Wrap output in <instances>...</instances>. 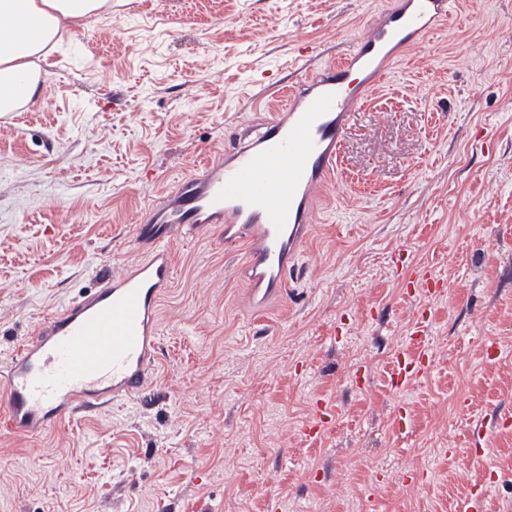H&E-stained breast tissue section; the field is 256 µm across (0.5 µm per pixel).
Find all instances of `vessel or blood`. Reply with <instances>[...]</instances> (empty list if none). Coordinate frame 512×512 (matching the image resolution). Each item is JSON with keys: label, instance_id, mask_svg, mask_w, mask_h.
Segmentation results:
<instances>
[{"label": "vessel or blood", "instance_id": "b4317fda", "mask_svg": "<svg viewBox=\"0 0 512 512\" xmlns=\"http://www.w3.org/2000/svg\"><path fill=\"white\" fill-rule=\"evenodd\" d=\"M451 5L400 0L376 14L370 34L342 59L314 67L297 55L294 81L265 87L256 101L264 120L239 125L224 158L178 180L141 221L138 233L152 245L147 258L47 314L35 338L0 363V425L34 434L75 411L141 393L158 359V307L174 279L166 225H223L225 246L247 249L242 272L253 290L285 295L310 230L309 198L335 171L349 111L403 52L428 46ZM429 335L427 311L418 309L410 333L418 354L399 361L395 389L429 368Z\"/></svg>", "mask_w": 512, "mask_h": 512}]
</instances>
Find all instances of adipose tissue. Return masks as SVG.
<instances>
[{
	"label": "adipose tissue",
	"mask_w": 512,
	"mask_h": 512,
	"mask_svg": "<svg viewBox=\"0 0 512 512\" xmlns=\"http://www.w3.org/2000/svg\"><path fill=\"white\" fill-rule=\"evenodd\" d=\"M112 0H0V112H15L37 98L41 61L68 26L110 14Z\"/></svg>",
	"instance_id": "ef3b65f1"
}]
</instances>
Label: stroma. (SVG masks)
<instances>
[{"instance_id":"1","label":"stroma","mask_w":512,"mask_h":512,"mask_svg":"<svg viewBox=\"0 0 512 512\" xmlns=\"http://www.w3.org/2000/svg\"><path fill=\"white\" fill-rule=\"evenodd\" d=\"M388 0H112L38 99L0 113V362L48 312L144 259L165 189L228 149L305 43L346 54ZM291 291L252 298L224 227L169 229L146 390L34 436L0 427V512H512V0H456L352 112ZM431 370L412 353L409 271ZM340 410L304 435L317 401ZM485 426L472 459L473 423ZM429 335L430 325L427 320V310L419 307L411 324L410 333L418 355L410 360H407L405 357L402 360L401 355H398V370L394 376V389H405L414 376L425 372L429 368L432 361L429 347Z\"/></svg>"}]
</instances>
